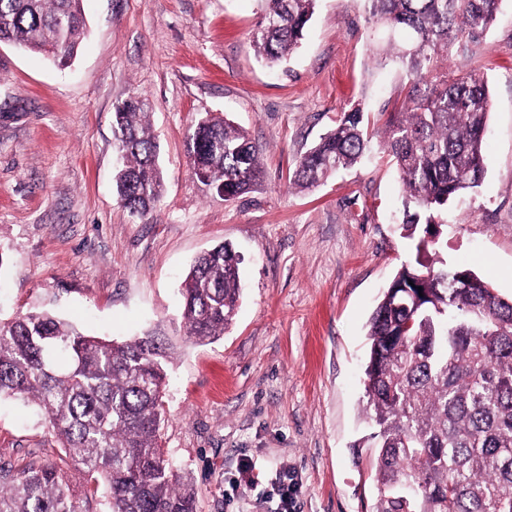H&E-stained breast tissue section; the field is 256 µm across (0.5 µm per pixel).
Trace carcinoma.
I'll return each mask as SVG.
<instances>
[{
  "label": "carcinoma",
  "instance_id": "cac0c4a2",
  "mask_svg": "<svg viewBox=\"0 0 512 512\" xmlns=\"http://www.w3.org/2000/svg\"><path fill=\"white\" fill-rule=\"evenodd\" d=\"M83 0H0V42L60 65L85 36ZM254 34L272 64L298 46L317 0H264ZM368 19L385 25L389 49L412 79L411 104L389 119L384 149L404 186L403 229L437 234L435 215L481 183L490 111L487 80L448 75L440 64L493 23L499 0H364ZM435 87L420 92L427 77ZM149 99L116 106L120 153L115 176L124 208L149 221L163 176L146 117ZM365 113L343 112L300 155L289 184L309 189L360 162L370 150ZM195 175L224 199L263 175L259 151L225 118L205 115L188 136ZM241 257L228 243L201 255L182 288L183 327L199 342L224 335L240 298ZM364 368L374 449V512H512V300L468 269L415 259L401 266L370 315ZM167 347L154 331L116 343L90 336L49 311L0 321V397L32 402L64 455L0 465V512H90L100 487L111 512H197L193 483L166 456L159 433ZM84 474L81 489L68 466Z\"/></svg>",
  "mask_w": 512,
  "mask_h": 512
}]
</instances>
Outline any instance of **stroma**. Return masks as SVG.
Here are the masks:
<instances>
[{"label":"stroma","mask_w":512,"mask_h":512,"mask_svg":"<svg viewBox=\"0 0 512 512\" xmlns=\"http://www.w3.org/2000/svg\"><path fill=\"white\" fill-rule=\"evenodd\" d=\"M88 36L70 66L0 44V320L48 310L114 341L162 326L170 337L161 435L197 489L198 512H275L288 471L295 512H372L364 438L366 325L402 264V185L378 146L311 191L297 157L363 107L385 123L412 83L373 57L386 44L362 0H318L300 48L272 67L253 35L261 0H84ZM488 80L481 185L439 218V254L512 299V0L449 57ZM145 94L163 197L135 221L114 189L116 105ZM220 114L261 153L264 174L233 201L194 175L186 141ZM231 243L243 256L237 313L219 339L184 335L180 284L193 260ZM34 405L0 399V463L58 458ZM250 460L252 470L240 467ZM268 496L273 500L278 499V505L275 511L294 512L296 508L297 486L294 479L288 474H284L279 481L272 485Z\"/></svg>","instance_id":"1"}]
</instances>
